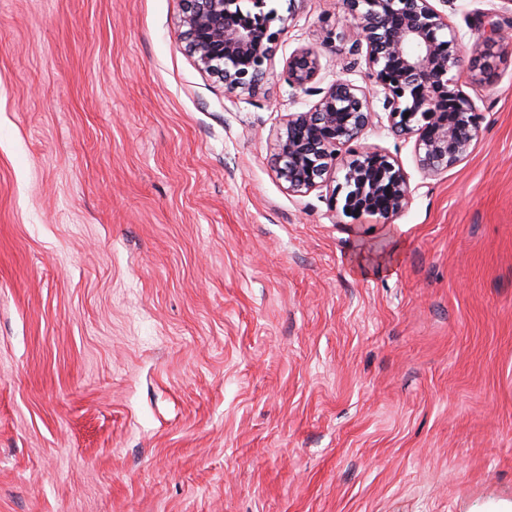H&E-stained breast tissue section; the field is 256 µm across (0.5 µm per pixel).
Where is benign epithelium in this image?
<instances>
[{
  "instance_id": "obj_1",
  "label": "benign epithelium",
  "mask_w": 512,
  "mask_h": 512,
  "mask_svg": "<svg viewBox=\"0 0 512 512\" xmlns=\"http://www.w3.org/2000/svg\"><path fill=\"white\" fill-rule=\"evenodd\" d=\"M180 43L197 67L230 92L254 95L269 75L271 59L288 18L264 12V0H252L256 13H243L240 0H182ZM357 19L353 49L366 50L369 77L383 88V107L392 131L415 138L419 169L427 176L455 166L479 136L480 116L472 100L457 88L451 71L458 67L455 34L448 17L430 0H344ZM498 32L481 36L471 77L484 78L488 47ZM319 70L311 49L288 58V84L303 87ZM373 116L364 91L338 79L314 107L288 115L277 139L275 173L288 192L302 195L326 184L341 164L349 191L344 209L383 220L400 213L410 188L402 167L388 154L358 149Z\"/></svg>"
}]
</instances>
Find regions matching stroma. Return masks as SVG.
<instances>
[{"label":"stroma","instance_id":"35a3bbf8","mask_svg":"<svg viewBox=\"0 0 512 512\" xmlns=\"http://www.w3.org/2000/svg\"><path fill=\"white\" fill-rule=\"evenodd\" d=\"M267 6L290 20L252 96L178 47L182 0H0V512L512 503V5L442 8L481 123L432 177L342 0ZM339 78L408 178L389 220L334 203L343 171L305 195L274 171ZM499 36L497 29H491L490 34L486 36H481L478 38V42L475 44L476 54L472 59V67H471V77L475 81H482L486 72L488 71L489 63L481 62L485 57L490 56V52H488V47L495 44L497 42L496 38ZM483 48V50L481 49ZM318 70L317 54L311 49H300L288 58L285 76L289 85L305 87L315 78Z\"/></svg>","mask_w":512,"mask_h":512}]
</instances>
